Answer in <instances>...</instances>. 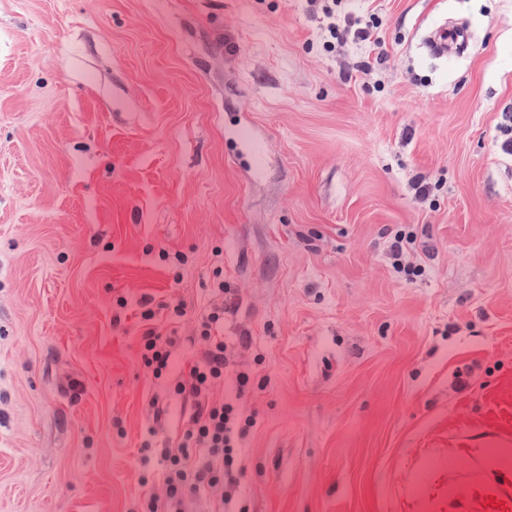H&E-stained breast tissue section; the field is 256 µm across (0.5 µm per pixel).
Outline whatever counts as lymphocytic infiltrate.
Returning <instances> with one entry per match:
<instances>
[{
  "label": "lymphocytic infiltrate",
  "mask_w": 512,
  "mask_h": 512,
  "mask_svg": "<svg viewBox=\"0 0 512 512\" xmlns=\"http://www.w3.org/2000/svg\"><path fill=\"white\" fill-rule=\"evenodd\" d=\"M327 20V49L337 43L354 40L371 42L375 23L353 22L343 0H312ZM139 319V342L142 367L154 378L166 380L165 397L149 401L151 424L140 453L143 463L157 462V475L164 487L163 495L148 494L144 512H187L193 501L207 496L215 488L223 494L214 512H224L244 474L238 448L254 425L253 416L244 414L234 402L218 399L215 388L232 380L237 393L251 385L249 372L237 368L224 340V315L229 304L214 305L195 317L192 338L202 344L201 353L175 363L173 351L178 344L175 334L164 335L160 322L175 324L186 314L184 303L151 304L143 300ZM181 406V426L176 437L164 434L169 410L168 399Z\"/></svg>",
  "instance_id": "lymphocytic-infiltrate-1"
}]
</instances>
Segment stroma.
I'll return each instance as SVG.
<instances>
[{"label": "stroma", "instance_id": "35a3bbf8", "mask_svg": "<svg viewBox=\"0 0 512 512\" xmlns=\"http://www.w3.org/2000/svg\"><path fill=\"white\" fill-rule=\"evenodd\" d=\"M348 5L381 50L326 52L309 0H0V512L162 494L138 303L221 283L235 507L512 500V0ZM415 241L413 236L402 233L401 231L395 232L388 239V252L393 259L395 268L408 277L419 276L423 272L422 267H411L404 265L402 262L403 257L415 247Z\"/></svg>", "mask_w": 512, "mask_h": 512}]
</instances>
